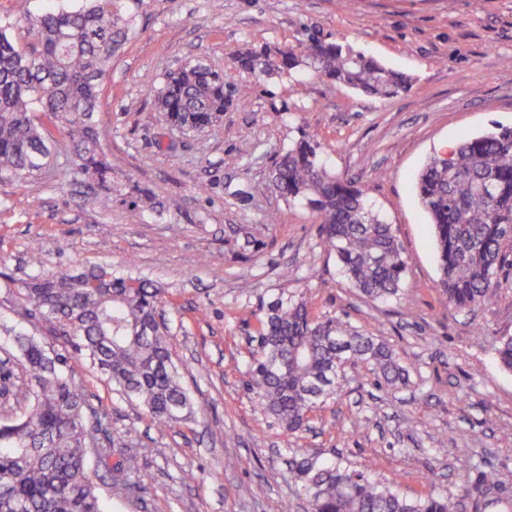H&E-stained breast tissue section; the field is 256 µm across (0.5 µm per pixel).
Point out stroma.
I'll return each mask as SVG.
<instances>
[{
	"label": "stroma",
	"instance_id": "stroma-1",
	"mask_svg": "<svg viewBox=\"0 0 512 512\" xmlns=\"http://www.w3.org/2000/svg\"><path fill=\"white\" fill-rule=\"evenodd\" d=\"M133 25L112 62L97 114L112 161V193L82 202L62 171L0 183V272L27 280L26 248L39 243L46 267L111 265L165 290L172 352L197 402L195 421L158 428L137 402L112 390L83 358L71 368L112 434L144 458L155 481L143 512H282L305 501L289 482L288 452L341 453L407 495L457 492L487 461L512 490V373L495 344L512 335V267L472 315L447 307L429 218L414 184L431 157L497 127H512V0H120ZM345 41L411 74L409 92L362 95L303 71L272 77L248 103L230 104L205 135L168 149L172 135L155 103L165 72L205 55L231 85L246 76L230 56L245 47L294 45L306 35ZM314 134L322 157L355 179L382 209L408 273L401 299L370 302L347 287L315 213L272 193L276 154ZM257 149L240 157L242 136ZM178 209L127 221L143 192ZM276 223H269V215ZM331 287H322V280ZM302 295L313 315H347L375 328L410 371L407 385L377 388L361 365L345 369L336 394L291 435L255 409L243 387L247 340L263 304ZM193 469L194 483L179 480ZM429 484H421L424 475Z\"/></svg>",
	"mask_w": 512,
	"mask_h": 512
}]
</instances>
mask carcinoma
<instances>
[{"label": "carcinoma", "instance_id": "carcinoma-1", "mask_svg": "<svg viewBox=\"0 0 512 512\" xmlns=\"http://www.w3.org/2000/svg\"><path fill=\"white\" fill-rule=\"evenodd\" d=\"M30 50L0 18V183L43 176L62 167L112 193V163L99 143L96 121L102 82L128 40L130 21L117 0H81L34 15L28 0H15ZM256 76L307 70L376 97H394L414 84L349 44L310 37L284 48L247 49L231 56ZM250 86H228L224 74L202 57L164 75L156 103L165 123L200 136ZM270 186L289 203H302L320 220V233L348 286L368 301L399 298L407 275L402 248L380 213L354 181L339 177L321 158V143L302 130L279 152ZM430 218L439 262L436 288L445 303L473 313L495 294L497 277L512 264V127L471 137L444 157H432L416 182ZM163 210L144 194V213ZM32 270L20 285L0 274V287L15 297L13 312L45 330L43 341L3 327L20 357L0 361L10 401L0 407V512H110V499L146 503L139 492L154 482L141 464L149 448L120 454L112 416L88 404L71 355L105 375L124 398L136 401L160 427L193 421L197 411L173 360L171 329L161 318L164 289L107 266L74 272L47 270L42 250L26 252ZM248 352L246 390L257 408L291 435L310 428L311 413L336 394L344 368L364 365L380 387L398 389L409 371L373 329L338 317H313L307 302L280 296L262 309ZM63 340L66 349L54 347ZM501 367L512 373V336L497 341ZM288 480L301 488L309 512H512V493L493 471L466 479L455 495L410 497L399 483L359 468L337 454L321 460L294 453Z\"/></svg>", "mask_w": 512, "mask_h": 512}]
</instances>
